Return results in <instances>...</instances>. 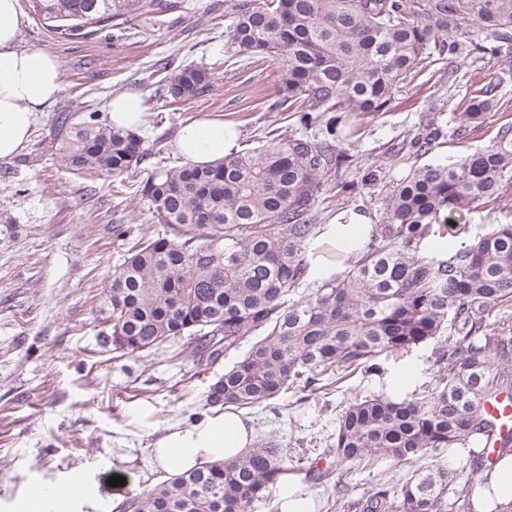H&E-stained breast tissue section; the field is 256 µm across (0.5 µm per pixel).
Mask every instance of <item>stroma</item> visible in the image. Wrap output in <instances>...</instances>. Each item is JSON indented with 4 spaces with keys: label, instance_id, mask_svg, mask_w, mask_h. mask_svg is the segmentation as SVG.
I'll return each instance as SVG.
<instances>
[{
    "label": "stroma",
    "instance_id": "1",
    "mask_svg": "<svg viewBox=\"0 0 512 512\" xmlns=\"http://www.w3.org/2000/svg\"><path fill=\"white\" fill-rule=\"evenodd\" d=\"M20 5L25 22L19 48L55 56L64 91L41 112L20 152L0 160V512L43 481L97 469L103 457L112 462L111 468L97 470L104 493L127 500L149 492L163 483L149 457L152 429L188 428L193 417L211 414L212 384L242 358L249 342L214 364L180 357L188 343L184 336L138 356L123 355L102 335L105 286L132 239L162 230L141 198L140 185L155 167L182 164L174 147L182 125L220 116L237 131L241 147L265 144L266 103L278 70L268 55L227 64L231 20L224 0H166L164 8L130 16L121 31L87 39L54 35L35 17L29 0ZM164 58L213 68L210 91L182 108L171 106L151 78L154 64ZM453 68L450 81L437 91L412 82L401 88L386 114L365 120L348 147L355 159L354 185L333 197L322 214L324 223L351 208L368 213L373 224L386 223L390 199L410 169L455 158L494 137L498 124L491 119L466 140H455L452 132L464 101L491 81L499 85L500 111L512 115V70L494 60L476 67L463 57L454 59ZM122 93L143 99L147 114L140 134L157 151L124 175L115 191L110 179L92 182L63 169L53 139L59 112L103 113ZM429 123L442 132L436 149L421 157L400 152L406 136ZM372 170L378 173L373 181L367 177ZM462 223L467 232L444 220L435 224L421 254L444 258L491 225L512 224V203L464 215ZM116 224L130 227L128 240L113 237ZM409 369L414 375L402 392L414 394L434 382L438 367L432 346L387 360L383 375L353 376L320 400L302 402L290 392L244 409L254 441H278L288 471L272 486L269 502L256 504L252 512H280V495L290 488L311 496L315 512H327L337 482L348 483L358 497L380 478L395 481L414 468L422 473L447 469L454 489H461L469 468L466 455L457 451L438 461L425 455L412 465L330 469L324 450L343 407L369 393L397 396L395 382ZM115 475L124 477L125 485L108 486Z\"/></svg>",
    "mask_w": 512,
    "mask_h": 512
}]
</instances>
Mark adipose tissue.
<instances>
[{"label": "adipose tissue", "mask_w": 512, "mask_h": 512, "mask_svg": "<svg viewBox=\"0 0 512 512\" xmlns=\"http://www.w3.org/2000/svg\"><path fill=\"white\" fill-rule=\"evenodd\" d=\"M24 23L20 0H0V160L10 159L24 146L38 112L63 92L62 66L42 51H23L17 39ZM177 151L191 163L208 165L237 149V134L214 117L184 125ZM373 230L369 215L345 211L329 224L327 241L341 252L362 251ZM252 427L233 405L192 427L169 426L152 443L158 471L179 475L204 464L238 456L251 443ZM489 490L478 501L480 512L512 507V454L504 455L488 473ZM119 500L101 492L91 471L40 483L35 494L15 500L9 512H121Z\"/></svg>", "instance_id": "ef3b65f1"}]
</instances>
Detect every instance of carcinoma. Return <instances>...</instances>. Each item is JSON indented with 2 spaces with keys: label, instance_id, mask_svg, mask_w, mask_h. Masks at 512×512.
<instances>
[{
  "label": "carcinoma",
  "instance_id": "obj_1",
  "mask_svg": "<svg viewBox=\"0 0 512 512\" xmlns=\"http://www.w3.org/2000/svg\"><path fill=\"white\" fill-rule=\"evenodd\" d=\"M146 7L143 0H32L57 34L92 36ZM233 57L279 62L267 111L288 109L302 132H269V143L207 166L158 167L141 195L164 232L141 237L106 285L112 346L134 356L187 335L215 362L254 342L213 385L210 401L252 408L286 390L309 400L346 378L379 376L382 359L436 345L435 383L415 397L357 396L338 414L326 448L346 472L382 460L440 458L452 448L497 437L483 404L512 393V224H497L452 252L426 260L417 248L440 214L498 204L512 189V120L489 145L450 162L415 168L392 196L389 220L354 257L324 245L344 270L305 300L290 301L308 274L307 249L324 226L316 206L344 191L345 145L363 121L387 111L400 85L435 65L433 56L467 51L477 63L512 42V0H227ZM172 102L203 96L211 72L154 67ZM487 84L460 113L454 135L494 108ZM438 132L407 142L435 150ZM56 151L66 170L119 178L152 149L136 132L96 112H61ZM479 456L448 497V471L413 472L347 502L351 512H472L464 495L482 483ZM286 474L269 440L239 457L207 464L130 498L125 512H250Z\"/></svg>",
  "mask_w": 512,
  "mask_h": 512
}]
</instances>
